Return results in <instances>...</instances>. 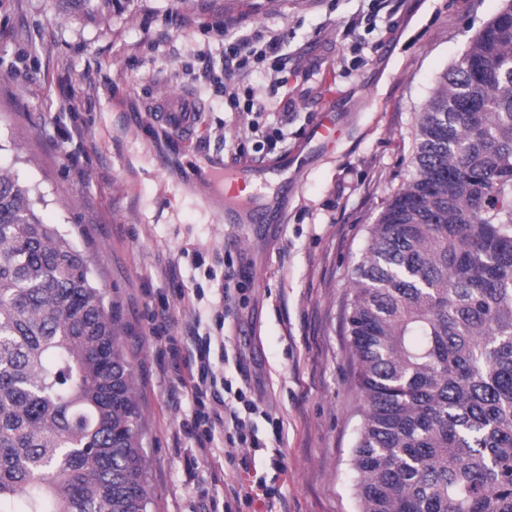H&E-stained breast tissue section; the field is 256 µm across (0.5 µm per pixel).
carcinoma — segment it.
I'll list each match as a JSON object with an SVG mask.
<instances>
[{
	"mask_svg": "<svg viewBox=\"0 0 512 512\" xmlns=\"http://www.w3.org/2000/svg\"><path fill=\"white\" fill-rule=\"evenodd\" d=\"M88 21L129 0H59ZM345 329L359 512H512V0L438 78ZM0 168V512H149L120 317Z\"/></svg>",
	"mask_w": 512,
	"mask_h": 512,
	"instance_id": "carcinoma-1",
	"label": "carcinoma"
}]
</instances>
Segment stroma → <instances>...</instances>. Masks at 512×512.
<instances>
[{
    "mask_svg": "<svg viewBox=\"0 0 512 512\" xmlns=\"http://www.w3.org/2000/svg\"><path fill=\"white\" fill-rule=\"evenodd\" d=\"M502 0H130L98 23L57 0H0V167L38 187L46 223L91 255L116 303L122 347L143 413L150 512H201L238 482L265 496L232 512H356L351 452L361 424L344 329L350 281L367 230L409 172L415 117L440 72L500 10ZM280 60L224 72V36ZM332 80L334 144L311 143L301 164L282 159L305 140ZM256 89L263 114L232 120L225 82ZM175 93L200 103L192 142L167 129L153 103ZM286 135L253 149L256 131ZM265 166L257 201L285 210L274 224H228L194 161L230 162L233 148ZM233 265V281L224 278ZM236 302L224 307V290ZM189 326L223 337L218 377L258 403L260 447H225L194 471L177 375L154 329ZM285 472L270 464L273 450ZM248 456L249 472L228 455Z\"/></svg>",
    "mask_w": 512,
    "mask_h": 512,
    "instance_id": "35a3bbf8",
    "label": "stroma"
}]
</instances>
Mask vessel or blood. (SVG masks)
Wrapping results in <instances>:
<instances>
[{
  "label": "vessel or blood",
  "mask_w": 512,
  "mask_h": 512,
  "mask_svg": "<svg viewBox=\"0 0 512 512\" xmlns=\"http://www.w3.org/2000/svg\"><path fill=\"white\" fill-rule=\"evenodd\" d=\"M160 121L170 130L184 137H191L199 122V107L188 98L176 96L160 102L157 106ZM336 135V124L330 111H323L313 125L309 138L317 142H327ZM197 177L209 180L214 189L223 193L226 200L224 221L228 224H263L268 220L267 208L254 204L244 197L246 187L257 184L262 179L258 167L250 161L242 160L223 168L200 167Z\"/></svg>",
  "instance_id": "vessel-or-blood-1"
}]
</instances>
